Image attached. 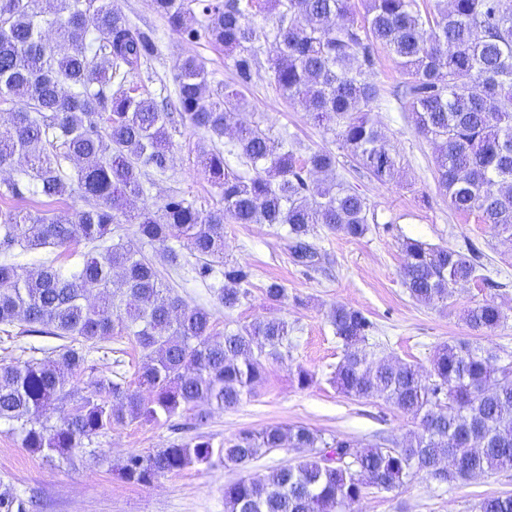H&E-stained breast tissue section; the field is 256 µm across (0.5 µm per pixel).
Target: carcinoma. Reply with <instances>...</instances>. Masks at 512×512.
<instances>
[{"instance_id":"carcinoma-1","label":"carcinoma","mask_w":512,"mask_h":512,"mask_svg":"<svg viewBox=\"0 0 512 512\" xmlns=\"http://www.w3.org/2000/svg\"><path fill=\"white\" fill-rule=\"evenodd\" d=\"M169 27L188 39L205 37L232 57L234 77L211 90L203 63L181 59L174 90L159 97L124 89L130 74L158 51L150 29L112 8V0H0V170L25 161L27 170L0 195L42 196L53 202L77 189L84 206L50 214L0 211V327L62 341L29 348L24 359L0 363V422L22 446L47 460L134 421L166 423L201 403L240 404L261 380L266 362L294 348V328L270 316L213 338V312L187 304L166 285L142 248L178 267L176 238L202 260L196 277L232 309L250 294L254 273L224 258V221L283 229L295 262L312 266L319 253L308 238L325 232L361 239L368 206L336 178V154L295 153V138L260 124H238L227 152L205 151L201 163L219 189L209 211L178 194L157 208L144 199L151 176L170 160L169 128L189 125L224 137L266 50L282 94L304 105L347 156L381 183H399L400 160L374 118L380 88L371 78L375 50L389 51L404 81L415 132L437 150L435 178L450 206L476 213L495 234L512 240V0H450L435 12L417 0H367L359 21L350 0H153ZM272 21L257 27L248 14ZM58 35L56 43L47 31ZM251 170L228 168L225 155ZM88 252L72 271L49 258L39 267L14 261V251ZM402 283L425 305L448 306L461 282L487 280L482 253L408 239ZM262 291L272 304L288 298L276 281ZM475 332L494 331L508 315L493 301L469 306ZM344 356L331 382L355 399L380 398L411 417L416 429L400 445L359 447L302 425L242 430L222 443L198 435L147 454L132 453L121 477L149 485L189 465L246 466L278 448L300 453L261 478L224 486V512H352L364 489L390 492L416 475L441 483L512 468V359L461 340L437 347L429 368L405 361L370 362L366 343L377 330L363 312L343 304L330 312ZM133 338L145 362L136 388L123 361L110 374L94 371L93 351L118 334ZM67 407L53 422L48 411ZM0 512H26L13 492H0ZM477 512H512V493L483 499Z\"/></svg>"}]
</instances>
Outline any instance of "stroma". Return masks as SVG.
<instances>
[{
    "instance_id": "obj_1",
    "label": "stroma",
    "mask_w": 512,
    "mask_h": 512,
    "mask_svg": "<svg viewBox=\"0 0 512 512\" xmlns=\"http://www.w3.org/2000/svg\"><path fill=\"white\" fill-rule=\"evenodd\" d=\"M112 5L131 23L154 29L158 37L156 57L125 84L132 94L156 96L162 86H173L175 65L187 55L204 61L212 90L231 81V58L207 41L192 43L173 32L151 0H112ZM371 78L383 91L374 116L401 160L404 179L399 184L378 182L339 154L338 174L366 199L375 218L364 238L317 231L312 242L323 259L318 268L309 270L292 261L287 238L269 225L225 223V255L255 273L248 300L233 309L219 305L213 293L195 280L193 257L180 241L172 243L180 260L175 276L178 292L187 302L212 309L214 338L276 315L295 328L290 358L267 362L265 376L251 394L235 407L210 409L203 425H196L189 412L164 424L135 422L94 438L68 457L49 461L31 453L10 425L1 423L0 486L35 499L36 512H224L226 483L265 475L292 460L293 452L276 449L243 467L191 466L147 486L127 483L117 467L129 454L165 448L200 434L217 444L239 431L270 425H305L361 446L403 441L414 428L410 417L379 398H349L329 382L343 357L329 322L330 309L337 303L362 311L376 323L375 353L390 361L428 366L435 347L451 340L478 342L512 354V241L494 235L476 216L456 213L438 189L435 146L416 134L407 100L395 96L402 75L386 49L378 50ZM243 95L239 122L288 131L306 153L337 152L333 134L314 122L303 105L282 95L268 67H260ZM211 147L204 132L184 126L173 132L169 167L155 176L149 201L159 203L177 192L199 209L219 206V191L200 164L201 151ZM407 238L460 251L469 245L478 248L484 255L485 280L458 286L448 308L416 302L400 276L405 262L401 244ZM271 279L281 281L288 291L282 304L269 303L262 292ZM486 300L502 305L509 319L492 332L472 331L462 312ZM300 368L314 376L308 387L297 384ZM504 492L512 493V469L451 484L417 476L390 492L364 491L353 512H476L482 499Z\"/></svg>"
}]
</instances>
